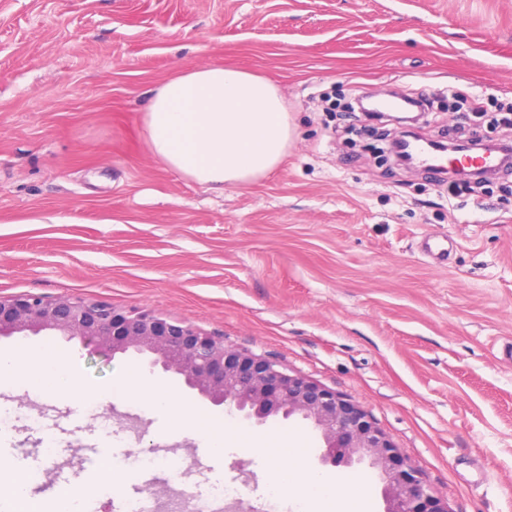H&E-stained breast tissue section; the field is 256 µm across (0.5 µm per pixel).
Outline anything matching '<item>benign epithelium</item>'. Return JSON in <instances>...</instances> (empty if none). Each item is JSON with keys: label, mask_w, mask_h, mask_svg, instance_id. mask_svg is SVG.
Returning <instances> with one entry per match:
<instances>
[{"label": "benign epithelium", "mask_w": 512, "mask_h": 512, "mask_svg": "<svg viewBox=\"0 0 512 512\" xmlns=\"http://www.w3.org/2000/svg\"><path fill=\"white\" fill-rule=\"evenodd\" d=\"M49 333L112 354L132 350L149 367L179 375L192 390L229 414L258 425L299 416L320 431L322 465L351 467L364 460L383 483L386 512H448L418 469L370 415L277 361L237 350L224 337L151 310H123L83 297L48 302L33 295H0V336Z\"/></svg>", "instance_id": "1"}]
</instances>
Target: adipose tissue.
<instances>
[{
	"label": "adipose tissue",
	"mask_w": 512,
	"mask_h": 512,
	"mask_svg": "<svg viewBox=\"0 0 512 512\" xmlns=\"http://www.w3.org/2000/svg\"><path fill=\"white\" fill-rule=\"evenodd\" d=\"M144 136L155 158L177 175L214 189L246 187L280 164L292 138L290 116L278 88L247 71L222 65L181 69L154 92L145 110ZM32 381L71 400L98 402L136 398L152 411L175 418L186 433H200L212 455L220 457L239 429L181 403L166 385L142 379L116 381L107 394L77 388L64 356L47 350L0 352V386ZM299 482L298 500L306 512H338L340 484L306 469L302 449L273 460L267 486L283 494L289 478Z\"/></svg>",
	"instance_id": "1"
}]
</instances>
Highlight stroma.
Returning a JSON list of instances; mask_svg holds the SVG:
<instances>
[{
    "mask_svg": "<svg viewBox=\"0 0 512 512\" xmlns=\"http://www.w3.org/2000/svg\"><path fill=\"white\" fill-rule=\"evenodd\" d=\"M208 64L271 80L294 127L280 165L244 188L184 179L144 139L152 91ZM453 89L486 108L481 133L512 140L497 110L512 105V0H0V294L91 298L222 335L362 405L449 512H512V176L450 196L376 153L393 124L340 109L422 95L417 135L465 137ZM433 236L447 260L423 252ZM44 345L84 391L143 362L0 337V350ZM0 425V452L45 469V501L62 485L104 508L131 495L100 478L106 465L147 494L228 484L257 507L265 493V449L212 458L135 401L18 388L0 392ZM244 427L287 433L281 454L305 447L310 469L359 476L343 498L384 512L367 464L320 466L310 422ZM146 455L197 475L147 469Z\"/></svg>",
    "mask_w": 512,
    "mask_h": 512,
    "instance_id": "35a3bbf8",
    "label": "stroma"
}]
</instances>
